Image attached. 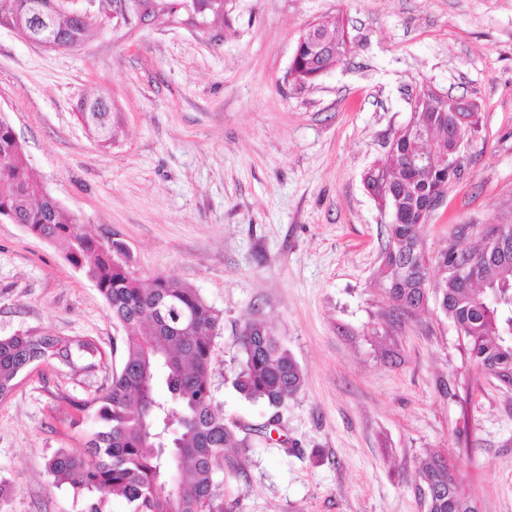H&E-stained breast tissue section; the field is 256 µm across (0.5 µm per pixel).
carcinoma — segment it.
Here are the masks:
<instances>
[{"instance_id": "1", "label": "carcinoma", "mask_w": 512, "mask_h": 512, "mask_svg": "<svg viewBox=\"0 0 512 512\" xmlns=\"http://www.w3.org/2000/svg\"><path fill=\"white\" fill-rule=\"evenodd\" d=\"M0 27L29 29L34 8L52 14L56 47L78 46L92 25L90 13L77 6L53 12L54 0H0ZM152 19L169 20L194 13L210 27L224 25L229 0H155ZM326 53L307 43L299 49L295 82L306 85L319 73L343 62L351 51L339 22L320 23ZM111 103L104 96L81 104L79 116L98 141L108 145L115 128ZM436 119L442 137L430 141L403 130L394 138V154L367 179L390 214L387 244L378 277L396 310L411 314L434 298L442 313L466 340L474 366L512 386V239L486 254L476 243L431 258L423 252L421 211L442 183V173L429 163L405 168L401 152L429 158L435 147L448 146L447 119L420 109L416 123ZM22 224L38 238L67 243L66 260L82 272L105 301L112 319L126 335L112 348L119 363L109 386L93 400L97 427L87 441V456L66 450L53 454L47 473L56 486L94 494L86 512H104L111 497H121L131 512H226L224 450L250 446L249 433L227 422L212 407L210 372L214 337L222 313L200 292L170 274L154 277L145 287L118 260L121 245L101 243L77 232L75 216L58 205L28 174V159L12 126L0 118V219ZM466 258L465 274H448L430 286L433 269L446 272L448 258ZM240 370L233 386L248 400L279 408L303 386L297 361L275 329L261 321L247 322L240 333ZM91 342L65 336L18 332L0 337V400L7 398L32 365L73 364L74 357L94 359ZM164 374L170 398L155 391ZM178 474L174 489L162 486L165 475ZM418 487L428 490L427 512H474V502L459 490L455 467L440 453L420 464Z\"/></svg>"}]
</instances>
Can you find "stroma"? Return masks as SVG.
<instances>
[{"mask_svg": "<svg viewBox=\"0 0 512 512\" xmlns=\"http://www.w3.org/2000/svg\"><path fill=\"white\" fill-rule=\"evenodd\" d=\"M341 18L347 60L299 88L306 25ZM478 106L460 178L424 226L430 253L512 224V0H232L223 28L102 18L75 48L0 27V118L79 233L121 243L142 284L170 273L223 314L212 404L250 429L224 453L230 512H426L418 463L457 466L479 512H512V388L480 373L435 304L400 314L377 278L389 222L364 185L427 88ZM112 101L102 145L83 98ZM64 245L0 221V336L92 340L103 359L24 373L0 402V512H86L54 486L82 456L80 411L111 382L124 331ZM272 325L304 373L280 410L234 388L246 321ZM280 423L265 435L273 413Z\"/></svg>", "mask_w": 512, "mask_h": 512, "instance_id": "obj_1", "label": "stroma"}]
</instances>
